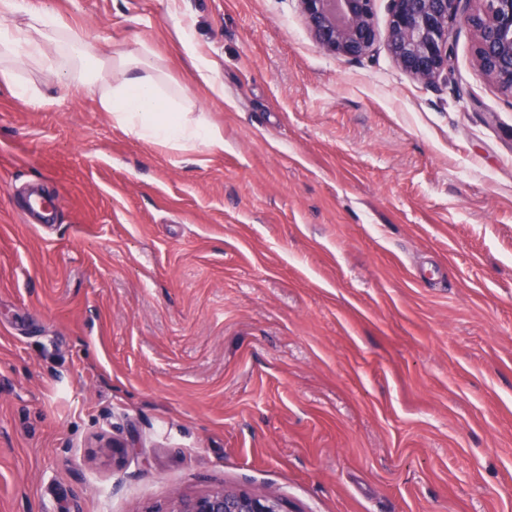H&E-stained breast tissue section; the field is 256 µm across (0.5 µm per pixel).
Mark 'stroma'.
Instances as JSON below:
<instances>
[{"label":"stroma","mask_w":512,"mask_h":512,"mask_svg":"<svg viewBox=\"0 0 512 512\" xmlns=\"http://www.w3.org/2000/svg\"><path fill=\"white\" fill-rule=\"evenodd\" d=\"M47 2L147 41L224 151L0 84V512H512V96L473 30L425 85L324 52L297 0ZM170 512H288L284 502L274 494L254 495L247 492L213 490L179 499Z\"/></svg>","instance_id":"stroma-1"}]
</instances>
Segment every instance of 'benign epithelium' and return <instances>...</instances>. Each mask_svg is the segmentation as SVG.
Here are the masks:
<instances>
[{
  "label": "benign epithelium",
  "instance_id": "1",
  "mask_svg": "<svg viewBox=\"0 0 512 512\" xmlns=\"http://www.w3.org/2000/svg\"><path fill=\"white\" fill-rule=\"evenodd\" d=\"M317 45L347 61L369 56L379 40L375 0H298ZM387 47L397 67L434 85L448 79L455 27L463 22L477 36L480 68L512 95V0H481L483 9L464 13L463 0H389ZM170 512H288L274 494L222 489L179 499Z\"/></svg>",
  "mask_w": 512,
  "mask_h": 512
}]
</instances>
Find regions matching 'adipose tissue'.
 Listing matches in <instances>:
<instances>
[{"mask_svg": "<svg viewBox=\"0 0 512 512\" xmlns=\"http://www.w3.org/2000/svg\"><path fill=\"white\" fill-rule=\"evenodd\" d=\"M17 15L23 18L21 24L0 29V83L19 102L33 108L51 106V99L22 80L21 73L56 56L61 87H94L101 110L111 113L128 135L163 149L223 152L221 129L197 115L195 100L168 81L147 42L102 52L44 0H0V16Z\"/></svg>", "mask_w": 512, "mask_h": 512, "instance_id": "adipose-tissue-1", "label": "adipose tissue"}]
</instances>
